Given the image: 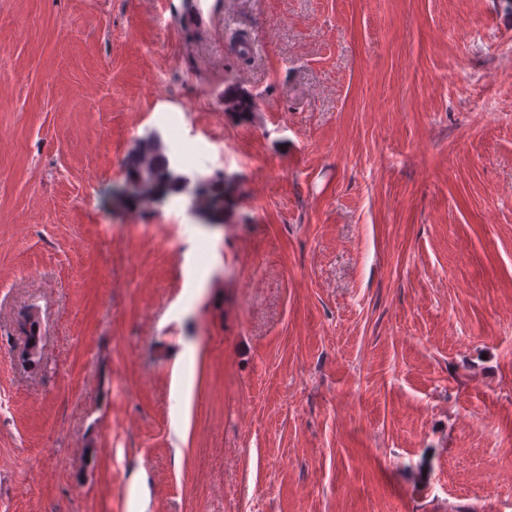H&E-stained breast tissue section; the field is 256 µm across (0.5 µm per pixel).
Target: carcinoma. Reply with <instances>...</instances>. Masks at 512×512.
Wrapping results in <instances>:
<instances>
[{
    "mask_svg": "<svg viewBox=\"0 0 512 512\" xmlns=\"http://www.w3.org/2000/svg\"><path fill=\"white\" fill-rule=\"evenodd\" d=\"M128 175L143 179L149 187L148 192L140 194L132 204L135 209H148L157 200L182 194L189 197L190 209L195 213L222 211L227 203L229 182L213 177L191 179L171 164L158 136H149L139 142L129 161ZM20 328L25 335L22 361L36 369L42 360L38 315L31 311L25 313Z\"/></svg>",
    "mask_w": 512,
    "mask_h": 512,
    "instance_id": "obj_1",
    "label": "carcinoma"
}]
</instances>
